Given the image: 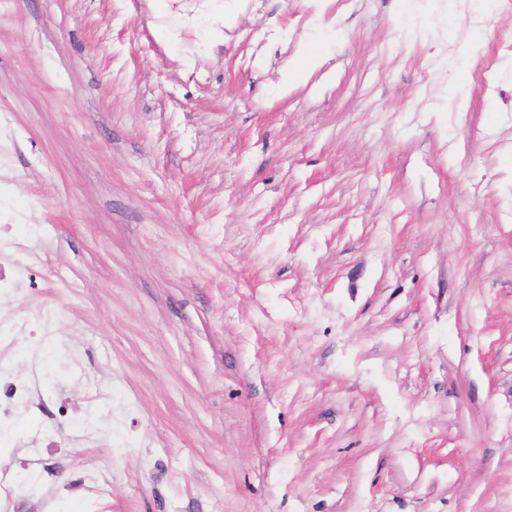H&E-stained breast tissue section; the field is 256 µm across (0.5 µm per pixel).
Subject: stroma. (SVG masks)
<instances>
[{
    "instance_id": "35a3bbf8",
    "label": "stroma",
    "mask_w": 512,
    "mask_h": 512,
    "mask_svg": "<svg viewBox=\"0 0 512 512\" xmlns=\"http://www.w3.org/2000/svg\"><path fill=\"white\" fill-rule=\"evenodd\" d=\"M164 1L0 0V304L68 406L0 425V512H512L504 0H210L190 43ZM323 60V54L318 51L314 42L303 45L296 59L288 67L289 83L300 81L322 66ZM0 324L1 325H11L12 327H20V329H24L28 336H39L33 337L34 342L37 346H41L46 343L50 336L53 335L52 326L45 322L39 313L31 312L25 318H23L22 323L17 322V317L15 313L9 309H4L0 311Z\"/></svg>"
}]
</instances>
